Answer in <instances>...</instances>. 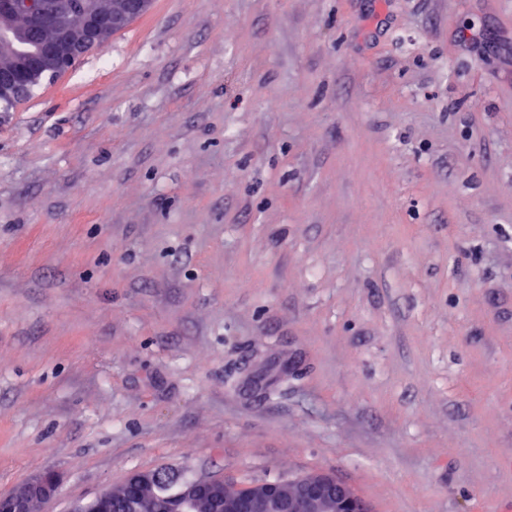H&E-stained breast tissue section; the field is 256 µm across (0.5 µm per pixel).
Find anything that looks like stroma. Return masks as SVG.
Returning a JSON list of instances; mask_svg holds the SVG:
<instances>
[{"label": "stroma", "mask_w": 512, "mask_h": 512, "mask_svg": "<svg viewBox=\"0 0 512 512\" xmlns=\"http://www.w3.org/2000/svg\"><path fill=\"white\" fill-rule=\"evenodd\" d=\"M47 470L512 512V0H153L0 122V494Z\"/></svg>", "instance_id": "obj_1"}]
</instances>
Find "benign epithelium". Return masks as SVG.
<instances>
[{
    "mask_svg": "<svg viewBox=\"0 0 512 512\" xmlns=\"http://www.w3.org/2000/svg\"><path fill=\"white\" fill-rule=\"evenodd\" d=\"M152 0H0V118L32 92L44 77L58 75L87 49L147 13ZM161 481L157 470L137 471L101 491L77 512H145L144 491ZM60 477L48 470L0 495V512H41L58 493ZM178 512H373L352 487L314 472L292 481L238 484L226 479H186Z\"/></svg>",
    "mask_w": 512,
    "mask_h": 512,
    "instance_id": "obj_1",
    "label": "benign epithelium"
}]
</instances>
